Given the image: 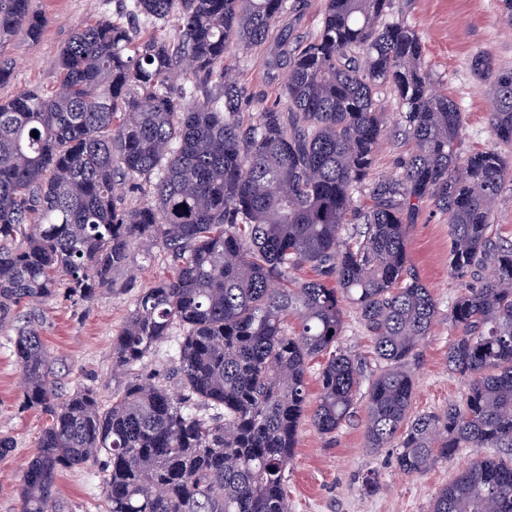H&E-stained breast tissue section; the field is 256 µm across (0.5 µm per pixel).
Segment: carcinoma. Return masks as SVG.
<instances>
[{
    "label": "carcinoma",
    "instance_id": "carcinoma-1",
    "mask_svg": "<svg viewBox=\"0 0 512 512\" xmlns=\"http://www.w3.org/2000/svg\"><path fill=\"white\" fill-rule=\"evenodd\" d=\"M392 5L327 0L316 34L295 44L279 35L269 65L279 102L256 112L232 62L268 40L293 0H132L131 20L74 32L56 89L0 103V326L55 298L62 281L67 297L94 300L146 239L172 275L137 295L113 364L134 370L182 327V393L135 375L106 409L90 386L59 393L33 321L17 331L24 402L48 417L20 479L22 512H57L58 476L87 464L100 469L104 512H289L284 474L320 356L318 433L350 421L365 383L366 447L397 442L401 474L471 450L430 512H512V239L492 224L512 163L497 149L461 155L462 112ZM171 15L173 44L134 26ZM45 24L29 0H0V43L37 39ZM471 68L493 136L511 145L512 71L488 54ZM383 87L412 145L386 178L373 173L387 136ZM146 185L150 199L128 206L123 189ZM425 204L448 217L459 282L448 370L466 388L413 415L414 366L439 316L408 255ZM305 267L312 276L298 277ZM348 306L378 362L367 379L339 346Z\"/></svg>",
    "mask_w": 512,
    "mask_h": 512
}]
</instances>
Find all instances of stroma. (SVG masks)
Segmentation results:
<instances>
[{"label": "stroma", "mask_w": 512, "mask_h": 512, "mask_svg": "<svg viewBox=\"0 0 512 512\" xmlns=\"http://www.w3.org/2000/svg\"><path fill=\"white\" fill-rule=\"evenodd\" d=\"M395 10L419 32L426 67L438 90L452 96L464 117L462 152L493 146L489 103L470 68L474 55L490 54L512 69V27L503 23L499 0H393ZM128 0H30L33 13L46 18L39 38L19 34L0 43V56L12 64L0 82V102L35 87L57 85L54 61L77 26L103 18L119 19ZM277 53L270 41L241 55L237 69L253 97L252 108L273 102L277 87L268 79V64ZM411 263L431 289L439 319L421 347L416 372L415 414L436 412L458 398L465 384L448 369V345L454 331L448 310L458 294V284L448 272V220L422 207L410 228ZM162 249L151 242L135 243L127 271L118 273L113 287L101 289L94 301L57 298L28 307L50 353L52 378L59 393L70 395L79 387L98 390L102 405H109L132 373L153 378L156 384L177 392L171 376L176 338L154 346L135 372L112 365V340L135 306L139 289L169 276ZM134 287H126L127 279ZM14 328L0 329V436L13 441L0 457V512H20L19 478L36 452L46 424L44 414L23 405L20 367L12 353ZM467 461L466 455L438 463L419 477L396 472L394 447L370 450L365 446L364 417L356 415L336 433L319 434L310 421H302L285 487L290 512H430L436 492L447 485ZM376 471L379 488L363 494L361 478ZM57 500L64 512H103L100 476L96 467L84 465L62 472L57 479Z\"/></svg>", "instance_id": "obj_1"}]
</instances>
